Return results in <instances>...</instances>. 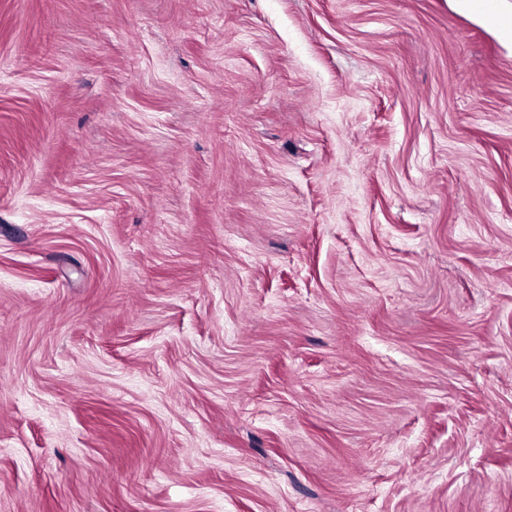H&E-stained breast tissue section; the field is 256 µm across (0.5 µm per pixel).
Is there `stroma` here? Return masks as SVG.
Segmentation results:
<instances>
[{
	"mask_svg": "<svg viewBox=\"0 0 512 512\" xmlns=\"http://www.w3.org/2000/svg\"><path fill=\"white\" fill-rule=\"evenodd\" d=\"M512 0H0V512H512Z\"/></svg>",
	"mask_w": 512,
	"mask_h": 512,
	"instance_id": "stroma-1",
	"label": "stroma"
}]
</instances>
